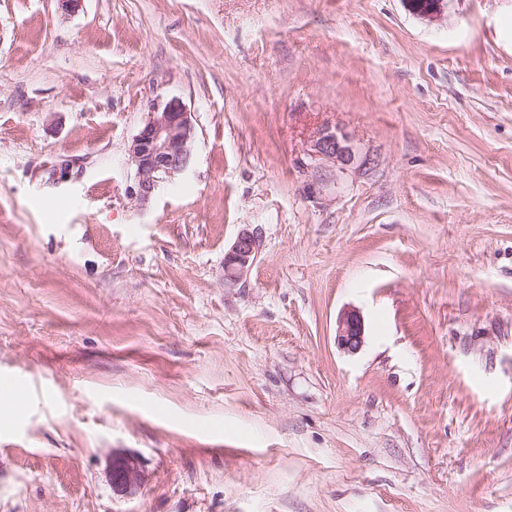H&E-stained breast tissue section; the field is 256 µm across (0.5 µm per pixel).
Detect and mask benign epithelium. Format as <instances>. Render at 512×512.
I'll use <instances>...</instances> for the list:
<instances>
[{
    "mask_svg": "<svg viewBox=\"0 0 512 512\" xmlns=\"http://www.w3.org/2000/svg\"><path fill=\"white\" fill-rule=\"evenodd\" d=\"M407 10L429 22L441 19L447 0H404ZM195 129L191 113L179 97H171L153 105L149 119L133 138L128 148L136 167L135 198L147 202L156 190L184 172L192 161ZM310 159L318 165H331L338 171L366 160L359 159L350 136L339 128H323L315 136L309 150ZM258 237L239 233L224 257V284L238 283L255 263L259 253ZM336 341L347 352L358 351L364 343V323L360 315L348 311L338 322ZM148 475L140 460L122 449H112V489L123 495H134L147 482Z\"/></svg>",
    "mask_w": 512,
    "mask_h": 512,
    "instance_id": "benign-epithelium-1",
    "label": "benign epithelium"
}]
</instances>
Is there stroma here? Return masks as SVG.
<instances>
[{"mask_svg": "<svg viewBox=\"0 0 512 512\" xmlns=\"http://www.w3.org/2000/svg\"><path fill=\"white\" fill-rule=\"evenodd\" d=\"M2 396L0 512H512V0H0ZM407 10L413 15L429 22L441 19L447 0H403ZM194 139L191 112L181 98L154 104L128 148L137 174L131 195L146 203L161 185L184 172L192 161ZM308 155L319 166L331 165L338 171L347 170L348 167L357 163L362 166L367 160L359 159L350 136L338 128L321 129L312 141ZM258 237L250 231H242L224 257V283L235 285L250 270L259 253ZM364 323L355 311H348L338 322L336 341L347 352L358 351L364 343ZM110 471L112 489L123 495L136 494L148 479L140 460L134 454L122 449H113Z\"/></svg>", "mask_w": 512, "mask_h": 512, "instance_id": "obj_1", "label": "stroma"}]
</instances>
